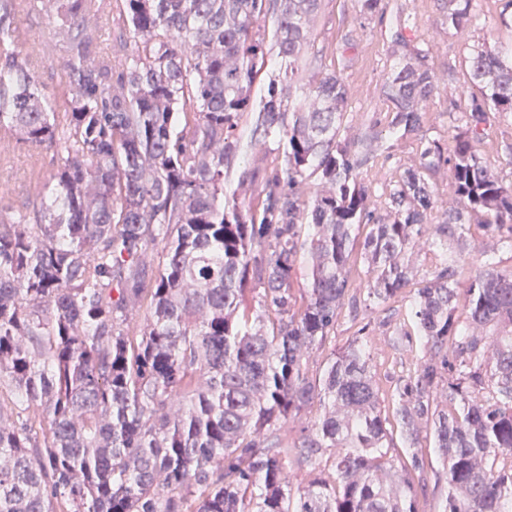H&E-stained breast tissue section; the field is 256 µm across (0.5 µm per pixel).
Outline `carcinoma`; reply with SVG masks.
Segmentation results:
<instances>
[{
  "mask_svg": "<svg viewBox=\"0 0 512 512\" xmlns=\"http://www.w3.org/2000/svg\"><path fill=\"white\" fill-rule=\"evenodd\" d=\"M134 42L96 54L104 0H29L56 37L62 105L18 50L22 0H0V140L54 151L58 169L32 213H0V512H418L424 464L388 456L425 436L448 483L443 512H512V273L480 264L454 318L455 261L435 266L409 303L429 357L382 411L361 336L317 372L352 289L398 296L413 256L461 241L474 213L512 240V187L476 155L489 113L512 115V57L470 58V135L427 143L417 170L374 215L359 170L382 147L339 138L347 90L336 73L288 105L321 0H120ZM473 0H448L468 29ZM271 44H265L266 21ZM383 94L393 132L421 129L437 85L428 53L394 34ZM273 55L283 78L252 88ZM252 124L242 142L241 120ZM281 163L266 162L267 141ZM252 159L240 193L224 178L241 144ZM450 166L457 206L431 224L426 174ZM318 176L307 198L302 185ZM364 286L350 282L353 233ZM161 248L158 263L146 260ZM306 258V293L292 270ZM144 313L139 325L134 317ZM319 414L293 447L318 477L291 490L293 415Z\"/></svg>",
  "mask_w": 512,
  "mask_h": 512,
  "instance_id": "carcinoma-1",
  "label": "carcinoma"
}]
</instances>
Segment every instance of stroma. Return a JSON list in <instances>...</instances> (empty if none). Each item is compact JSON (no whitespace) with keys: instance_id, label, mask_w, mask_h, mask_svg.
I'll return each instance as SVG.
<instances>
[{"instance_id":"stroma-1","label":"stroma","mask_w":512,"mask_h":512,"mask_svg":"<svg viewBox=\"0 0 512 512\" xmlns=\"http://www.w3.org/2000/svg\"><path fill=\"white\" fill-rule=\"evenodd\" d=\"M504 5L505 0H476V21L459 33L448 26V0H385L380 14L364 11L361 0H321L311 23L312 39L315 47L324 51L328 70L337 72L347 88L341 134L350 137L369 128L387 138V150L359 173L371 189V207L377 214H388L390 189L405 170L419 167L426 142H444L449 135L467 133L469 124L458 104V89L469 77L470 57L481 48L512 54V21L504 20ZM19 19L21 50L32 61L42 94L50 100L59 99L65 89L60 58L45 50L53 30L37 10L21 12ZM399 19L406 23L404 35L411 46L428 51L438 89L427 105L422 129L392 136L388 133L392 105L383 95L382 85L394 61L392 34ZM508 143H512V116L494 115L473 146L479 157L494 164L504 183L512 184V161L504 151ZM1 172L8 173L9 178L0 180V211L12 214L33 206L34 184L51 180L56 162L50 152L18 140L0 145ZM484 221L481 214L471 218L467 245L484 251L497 270L512 272V243L485 231ZM445 251L440 245L417 257L410 285L394 301L369 306L364 293H357L355 303L344 306L339 314L331 341L313 351L311 370L321 369L358 334H365L379 394L389 397L396 381L423 355L412 344L393 349L390 339L397 329L408 328L409 300L429 280Z\"/></svg>"}]
</instances>
